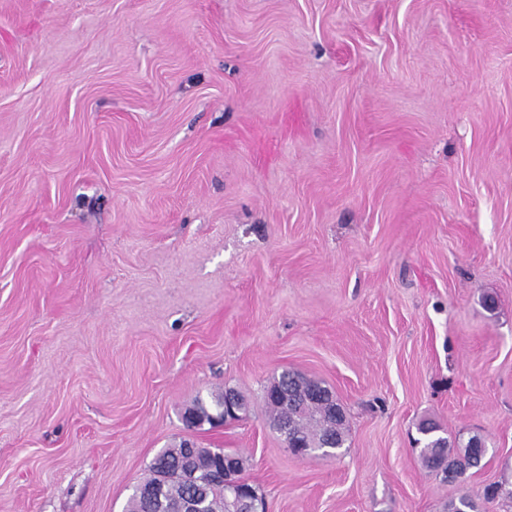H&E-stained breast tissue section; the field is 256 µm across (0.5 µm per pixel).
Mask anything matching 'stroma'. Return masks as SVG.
<instances>
[{
	"mask_svg": "<svg viewBox=\"0 0 512 512\" xmlns=\"http://www.w3.org/2000/svg\"><path fill=\"white\" fill-rule=\"evenodd\" d=\"M286 370L336 456L271 427ZM183 439L267 512H512V0H0V512H124ZM262 398L270 425L288 441V449L295 443L315 456L347 442L345 409L322 381L285 371L264 385ZM231 394L236 399L235 402L238 406L239 417L237 420L246 416L250 411L249 401L235 389L224 388V391L212 393L208 403L201 398L195 400L193 406L185 411V418L186 414L190 413L193 420V424L187 426L195 428L202 426L204 423L211 426L223 425L224 412L227 414L224 410V403ZM421 438L416 444L421 447L422 463L430 472L441 474L448 481H456L463 477L470 469L478 467L484 458L477 456V445L484 439L480 436H471L466 442L460 438H448L436 434L441 431L439 425L430 419H423L417 426ZM459 448V449H454ZM461 448V449H460Z\"/></svg>",
	"mask_w": 512,
	"mask_h": 512,
	"instance_id": "obj_1",
	"label": "stroma"
}]
</instances>
